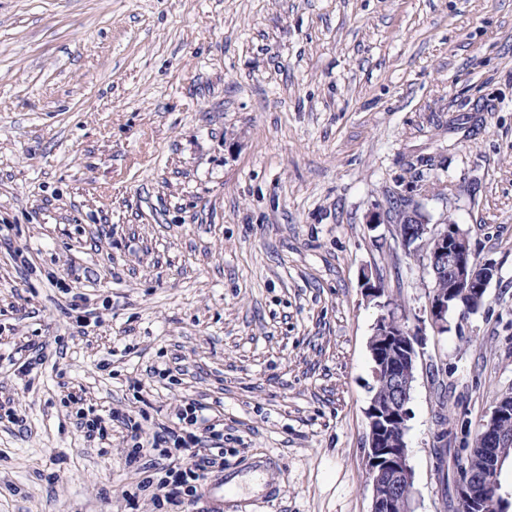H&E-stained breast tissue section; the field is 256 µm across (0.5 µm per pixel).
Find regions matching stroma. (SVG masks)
Returning <instances> with one entry per match:
<instances>
[{"label": "stroma", "instance_id": "1", "mask_svg": "<svg viewBox=\"0 0 512 512\" xmlns=\"http://www.w3.org/2000/svg\"><path fill=\"white\" fill-rule=\"evenodd\" d=\"M394 204L499 268L447 332L368 223ZM366 271L423 327L413 508L448 512L437 414L467 450L512 389V0H0V391L27 416L0 431V512H129L121 434L89 446L77 409L150 433L188 398L224 415L225 512H371ZM25 352V354H23ZM16 354H20L19 358L10 359L12 365L17 366L18 373L27 376L42 366L46 360L45 346L43 344L28 343ZM16 360V362H14Z\"/></svg>", "mask_w": 512, "mask_h": 512}]
</instances>
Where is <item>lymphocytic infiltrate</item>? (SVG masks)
<instances>
[{
	"instance_id": "f902f5d3",
	"label": "lymphocytic infiltrate",
	"mask_w": 512,
	"mask_h": 512,
	"mask_svg": "<svg viewBox=\"0 0 512 512\" xmlns=\"http://www.w3.org/2000/svg\"><path fill=\"white\" fill-rule=\"evenodd\" d=\"M206 410L199 401H183L175 407L170 424L149 440L132 413L116 409L79 419L78 427L89 443L104 441L109 430L123 431L125 464L142 475L124 492L128 504L147 494L157 512H197L209 479L224 470V421Z\"/></svg>"
}]
</instances>
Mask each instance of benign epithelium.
I'll return each instance as SVG.
<instances>
[{"label":"benign epithelium","instance_id":"benign-epithelium-1","mask_svg":"<svg viewBox=\"0 0 512 512\" xmlns=\"http://www.w3.org/2000/svg\"><path fill=\"white\" fill-rule=\"evenodd\" d=\"M396 233L406 252L425 250L426 266L436 282L428 316L437 332L448 331V312L456 300H468L476 311L482 307L488 288L498 278V267L477 256L469 231L449 218L431 224L428 215L416 206L405 210L396 224ZM380 307L385 313L378 317L369 341L376 385L365 411L372 512H413V470L405 441L410 416L406 390L408 382L415 379L421 357L419 331L411 329L406 318L395 312L391 300H385ZM507 421L512 422V391L496 404L475 439L474 446L481 448L483 455V469L469 474L461 487V500L470 512H484L485 497L470 491L475 482L492 489L496 503L512 499V492L502 491L503 458L492 449L512 437L502 429Z\"/></svg>","mask_w":512,"mask_h":512}]
</instances>
